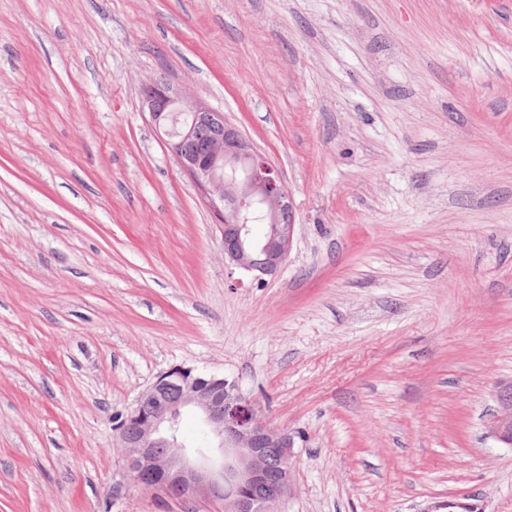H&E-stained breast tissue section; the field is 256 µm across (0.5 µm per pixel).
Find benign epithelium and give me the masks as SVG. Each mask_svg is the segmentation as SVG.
Instances as JSON below:
<instances>
[{"label": "benign epithelium", "mask_w": 512, "mask_h": 512, "mask_svg": "<svg viewBox=\"0 0 512 512\" xmlns=\"http://www.w3.org/2000/svg\"><path fill=\"white\" fill-rule=\"evenodd\" d=\"M142 104L163 129L186 113L167 145L220 226L224 260L257 281L275 275L294 234L293 202L279 171L224 113L162 79L143 87ZM501 402L495 432L512 444V389ZM187 409L209 433L205 452L190 450L180 433ZM119 439L129 449L134 484L165 498L206 496L224 501V512H273L291 489L294 437L267 422L256 401L219 373L184 364L159 373L127 412Z\"/></svg>", "instance_id": "1"}]
</instances>
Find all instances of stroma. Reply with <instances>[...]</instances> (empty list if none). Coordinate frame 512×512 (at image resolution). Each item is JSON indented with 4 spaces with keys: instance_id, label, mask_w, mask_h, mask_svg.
Listing matches in <instances>:
<instances>
[{
    "instance_id": "1",
    "label": "stroma",
    "mask_w": 512,
    "mask_h": 512,
    "mask_svg": "<svg viewBox=\"0 0 512 512\" xmlns=\"http://www.w3.org/2000/svg\"><path fill=\"white\" fill-rule=\"evenodd\" d=\"M155 78L280 171L275 276L225 264ZM178 364L294 435L275 512H512V0H0V512H224L130 480ZM503 412L495 422V432L500 440L512 444V389L500 397Z\"/></svg>"
}]
</instances>
